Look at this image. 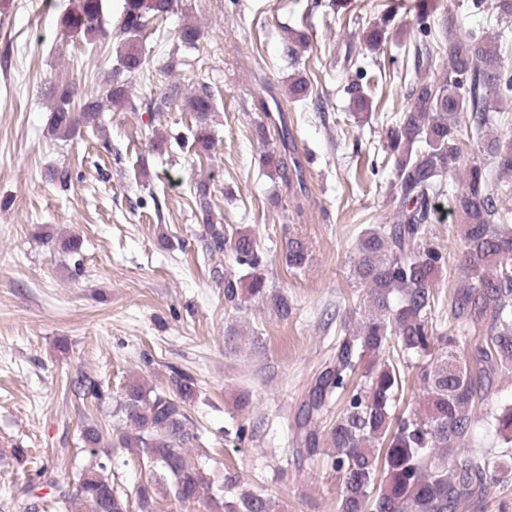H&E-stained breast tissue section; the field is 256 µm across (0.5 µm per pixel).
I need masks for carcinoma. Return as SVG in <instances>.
Instances as JSON below:
<instances>
[{
	"label": "carcinoma",
	"instance_id": "carcinoma-1",
	"mask_svg": "<svg viewBox=\"0 0 512 512\" xmlns=\"http://www.w3.org/2000/svg\"><path fill=\"white\" fill-rule=\"evenodd\" d=\"M178 0H123L115 21L105 19L103 0H80L61 23L89 43L118 41L113 78L96 89L79 112L72 103L76 88L58 90L48 125L50 135L70 140L82 127L103 128L101 112L129 109L119 77L144 72L143 40L157 13L170 14ZM391 19L365 32L379 50L388 39ZM199 30L187 23L178 32L186 49L199 47ZM448 73L434 84L409 89L411 104L387 125V153L393 160L396 221L362 231L350 275L369 298L370 314L352 328L342 321L341 335L322 365L294 417L292 448L314 463L325 455L340 481L336 512H458L481 503L491 485L512 481V404L494 406L490 395L498 377L512 371V224L498 209L489 187L487 164H475L461 189L450 183L460 165V120L482 140L484 159L512 173V136L484 134L498 121L497 91L505 70L498 39L488 35L449 38ZM481 59L474 68L471 60ZM353 111L367 112L372 90L357 83L347 89ZM194 116L190 136L179 142L197 155L214 148L208 116L215 110L211 86L200 82L179 106ZM283 152L266 159L284 180L303 183L302 165L286 158L288 130L282 129ZM452 196L453 212L463 227L464 250L457 268L464 283L439 307L437 276L450 256L431 238L438 201ZM208 247L229 245L235 262L247 270L249 298L264 299L266 260L256 237L238 231L231 239L213 224L204 208ZM282 263L297 272L310 260L299 236L288 239ZM224 300L237 308L244 301L238 284L224 280ZM416 369L425 411L401 407L405 370ZM78 394L94 403L115 400L109 419L86 412L79 441L83 463L72 483L56 485V512H160L170 503L204 512H280L278 499L261 492L235 493L239 476L224 473V496L209 494L206 461L190 458L202 444L203 430L189 414L199 392L194 379L174 369L167 389L158 392L140 380H127L117 394L92 376L76 380ZM335 421L323 423L335 404ZM494 432L487 446L477 427ZM128 450L146 471L134 494L117 472L120 452Z\"/></svg>",
	"mask_w": 512,
	"mask_h": 512
}]
</instances>
